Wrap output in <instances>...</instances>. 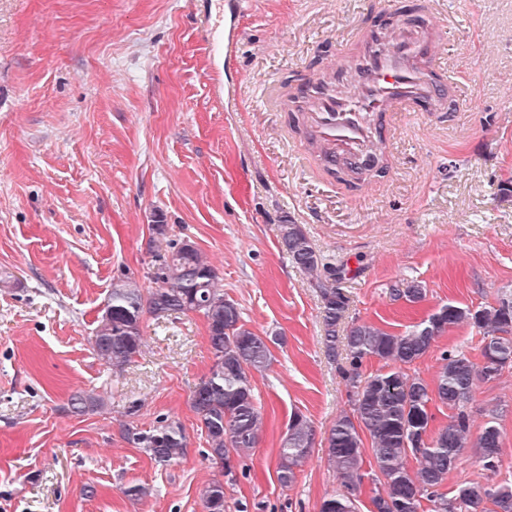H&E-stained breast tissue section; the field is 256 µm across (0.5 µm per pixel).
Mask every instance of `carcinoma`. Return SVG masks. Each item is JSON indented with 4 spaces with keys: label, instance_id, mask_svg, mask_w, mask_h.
<instances>
[{
    "label": "carcinoma",
    "instance_id": "obj_1",
    "mask_svg": "<svg viewBox=\"0 0 512 512\" xmlns=\"http://www.w3.org/2000/svg\"><path fill=\"white\" fill-rule=\"evenodd\" d=\"M279 246L301 270L317 272L322 258L302 225H279ZM342 271L330 267L318 275L315 287L321 300L322 348L331 361L341 360L339 374L351 388L352 411L343 412L330 428L327 461L343 491L326 498L319 512H355L365 477V456L375 466L372 481L383 488L371 497V512H419L422 500L428 512H512V486L463 484L449 496L438 491L454 467L461 449L471 442V420L462 410L476 381L493 380L512 366V300L496 306L472 308L447 304L403 334H394L371 323H346L349 298L337 285ZM155 287L142 292L129 278L112 283L100 324L92 338L94 351L111 371L118 373L140 353L141 322L146 313L157 317L189 311L203 314L213 363L192 393V408L209 446L207 457L227 480L236 479V462L255 448L261 413L253 378L271 362L268 339L242 323L238 303L224 296L218 275L190 241L170 243L168 256L151 276ZM427 290L416 280L401 279L391 285L390 296L419 303ZM466 323L483 334L482 360L444 351L441 368L428 384L408 373V368L434 347L451 326ZM375 358L387 370L364 375V360ZM99 399L72 395L66 412L83 415ZM439 403L455 410L448 424L431 429V406ZM128 440L165 466L183 455L187 436L174 421L162 420L149 430L129 425ZM370 440L365 446L364 439ZM314 430L303 414L290 415L279 450L278 480L291 486L296 469L313 447ZM483 467L495 468L500 450L496 422L488 420L476 439ZM415 460V467L407 465ZM207 512H224V481L216 479L203 493Z\"/></svg>",
    "mask_w": 512,
    "mask_h": 512
}]
</instances>
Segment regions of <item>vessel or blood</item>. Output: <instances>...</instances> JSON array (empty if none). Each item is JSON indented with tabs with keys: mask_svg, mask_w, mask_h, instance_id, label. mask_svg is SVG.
Returning <instances> with one entry per match:
<instances>
[{
	"mask_svg": "<svg viewBox=\"0 0 512 512\" xmlns=\"http://www.w3.org/2000/svg\"><path fill=\"white\" fill-rule=\"evenodd\" d=\"M443 29L432 0H419L411 13L370 17L329 70L302 75L293 95L275 88L273 102L306 113L328 151L326 166L363 161L388 149L394 113L446 111ZM209 34L210 50L217 53L233 49L238 30L229 23Z\"/></svg>",
	"mask_w": 512,
	"mask_h": 512,
	"instance_id": "1",
	"label": "vessel or blood"
}]
</instances>
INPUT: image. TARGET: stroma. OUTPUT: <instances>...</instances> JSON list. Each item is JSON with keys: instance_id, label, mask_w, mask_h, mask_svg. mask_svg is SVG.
<instances>
[{"instance_id": "35a3bbf8", "label": "stroma", "mask_w": 512, "mask_h": 512, "mask_svg": "<svg viewBox=\"0 0 512 512\" xmlns=\"http://www.w3.org/2000/svg\"><path fill=\"white\" fill-rule=\"evenodd\" d=\"M412 2L0 0V512H206L221 473L191 406L212 363L204 316L145 315L142 351L119 375L91 343L113 282L152 288L169 241L195 243L247 328L283 338L254 377L263 429L224 486V512H319L341 489L327 438L352 405L323 353L314 279L279 247L283 220L344 267L349 321L401 333L448 303L512 300V0H436L456 109L396 113L371 179L326 171L306 128L266 101L325 67L365 18ZM219 11L240 37L214 56L204 23ZM156 212L168 234L155 242ZM401 278L422 281L426 299L392 300ZM482 346L478 329L452 326L409 372L433 382L441 352L477 363ZM77 392L99 405L68 414ZM466 410L473 433L496 420L497 467L464 448L441 492L512 484V368L477 381ZM294 411L315 439L285 487L278 453ZM163 417L188 437L166 466L123 434ZM136 484L148 495L125 496Z\"/></svg>"}]
</instances>
